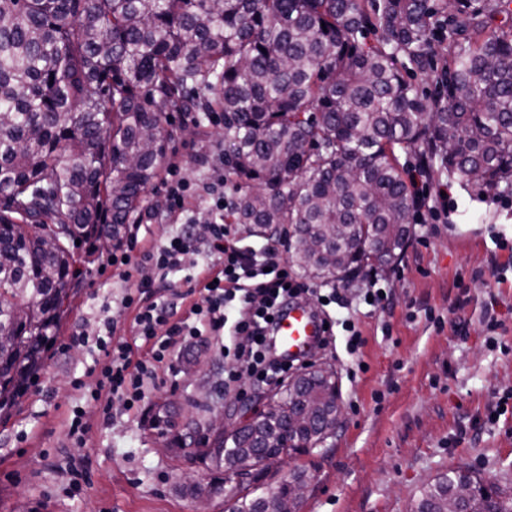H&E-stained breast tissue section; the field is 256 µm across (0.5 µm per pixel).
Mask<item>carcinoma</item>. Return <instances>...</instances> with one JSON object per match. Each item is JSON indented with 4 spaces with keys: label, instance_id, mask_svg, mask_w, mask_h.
<instances>
[{
    "label": "carcinoma",
    "instance_id": "1",
    "mask_svg": "<svg viewBox=\"0 0 512 512\" xmlns=\"http://www.w3.org/2000/svg\"><path fill=\"white\" fill-rule=\"evenodd\" d=\"M512 0H0V409L37 366L81 270L73 248L120 241L160 176L168 114L224 113L235 185L224 221L294 225L289 259L348 282L399 260L418 202L400 156L462 186H512ZM380 32L374 43L368 34ZM447 60L431 94L407 71ZM55 224L46 247L24 224ZM270 405L216 464L287 451L290 413L338 406L312 381ZM508 512L462 470L415 512ZM231 512H281L244 495Z\"/></svg>",
    "mask_w": 512,
    "mask_h": 512
}]
</instances>
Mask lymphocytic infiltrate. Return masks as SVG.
<instances>
[{"mask_svg":"<svg viewBox=\"0 0 512 512\" xmlns=\"http://www.w3.org/2000/svg\"><path fill=\"white\" fill-rule=\"evenodd\" d=\"M202 190L212 199L208 223L182 225L139 251L127 247L108 258L126 280L141 264L152 265L159 284L134 283L118 299L122 309L133 313L132 341L116 338L112 317H104L98 329L101 358L94 366L95 386L85 398L103 402L104 423L112 421V402H119L127 414L139 410L160 371L173 370L181 354L192 347L212 344L222 352L229 349L224 342L228 332L243 342L231 348L238 364L225 374V388H232L244 371L268 385L306 362L305 357L293 359L275 351L276 321L305 291L283 261L280 239L271 237L257 246L241 244L224 222L223 193L213 183ZM198 253L203 260L192 273L170 280V272L182 266L185 256ZM186 298L192 305L183 315L179 302Z\"/></svg>","mask_w":512,"mask_h":512,"instance_id":"obj_1","label":"lymphocytic infiltrate"}]
</instances>
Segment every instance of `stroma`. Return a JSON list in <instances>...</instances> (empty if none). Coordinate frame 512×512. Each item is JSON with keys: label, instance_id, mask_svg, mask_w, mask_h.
I'll return each mask as SVG.
<instances>
[{"label": "stroma", "instance_id": "obj_1", "mask_svg": "<svg viewBox=\"0 0 512 512\" xmlns=\"http://www.w3.org/2000/svg\"><path fill=\"white\" fill-rule=\"evenodd\" d=\"M170 132L168 150L183 176L207 180L198 158L222 142L223 126L175 115ZM428 180L447 190L448 214L411 224L390 275L340 286L309 281L321 294L338 292L328 313L354 318L367 343L362 355H349L347 336L337 331L314 361L335 369L339 388L340 416L326 445L281 455L253 482L265 493L289 469L307 470L301 512H414L423 490L452 468L512 497V408L476 437L463 435L470 420H483L512 392V189L466 190L445 173ZM75 253L83 274L49 330L55 345L42 352L14 405L0 411V512H195L197 486L210 512H227L217 491L224 470L190 434L213 414L231 423L241 409H262L269 387L240 379L242 395L228 403L220 383L235 359L202 346L161 373L137 414H115L106 427L97 407L86 406V441L71 440L69 411L86 405L74 383L93 386L87 371L98 357L94 343L69 346L71 333L94 331L107 313L117 337H131L130 313L110 303L123 282L106 265V248L91 240ZM373 284L390 292L392 305L375 310L355 301L358 289ZM490 314L500 323L493 333ZM75 479L82 489L73 495Z\"/></svg>", "mask_w": 512, "mask_h": 512}]
</instances>
